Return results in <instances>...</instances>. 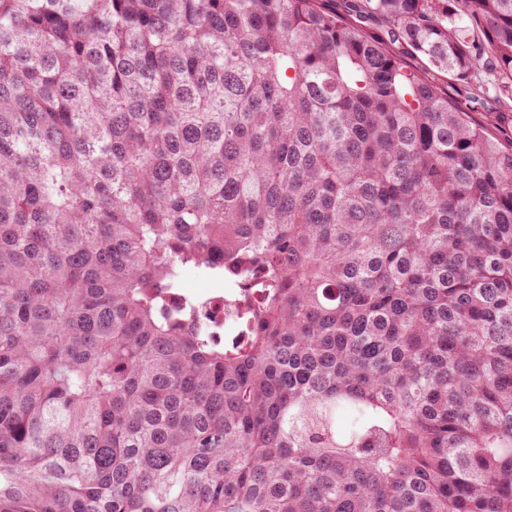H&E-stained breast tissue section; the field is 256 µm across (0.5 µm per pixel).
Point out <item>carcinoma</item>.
Listing matches in <instances>:
<instances>
[{
  "mask_svg": "<svg viewBox=\"0 0 512 512\" xmlns=\"http://www.w3.org/2000/svg\"><path fill=\"white\" fill-rule=\"evenodd\" d=\"M352 8L0 0V512H512V0ZM362 26L364 27L366 34L370 38H372L373 40L386 42L393 51L398 52L403 56L407 64L416 68H423V66L425 65V62L422 59L416 58L415 56L408 54L406 50L403 49L402 46L399 45L398 43H394L391 45L388 42L387 25L383 20H370L362 24ZM476 107H478L475 108L476 111L470 113L472 119L482 122L485 125L489 135L495 138H505L504 141L507 143L506 140L508 139V137H510V132H505L502 129L498 128L496 125L493 124L490 117V113L494 112L498 108L497 100L493 98H487L484 103V108H480L479 106ZM222 286L212 287L200 294L199 298L205 304V310L199 315V321L204 323L210 332H215L217 337L224 332L231 333L234 329L235 301L230 290L224 291V280H220Z\"/></svg>",
  "mask_w": 512,
  "mask_h": 512,
  "instance_id": "cac0c4a2",
  "label": "carcinoma"
}]
</instances>
